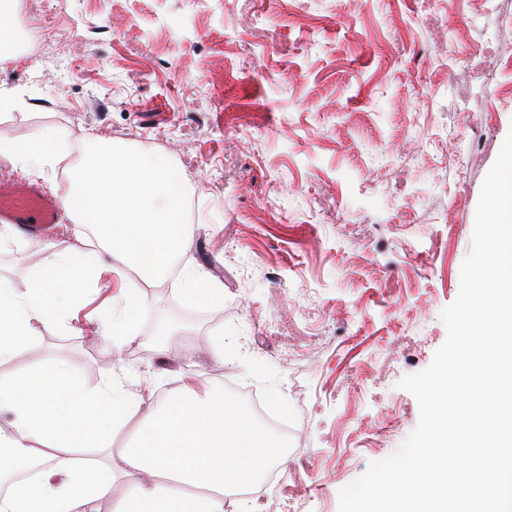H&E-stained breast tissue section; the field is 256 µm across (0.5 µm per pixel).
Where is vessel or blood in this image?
I'll return each mask as SVG.
<instances>
[{"instance_id": "1", "label": "vessel or blood", "mask_w": 512, "mask_h": 512, "mask_svg": "<svg viewBox=\"0 0 512 512\" xmlns=\"http://www.w3.org/2000/svg\"><path fill=\"white\" fill-rule=\"evenodd\" d=\"M60 199L46 194L33 183H13L0 187V223L21 231L36 230L58 222Z\"/></svg>"}]
</instances>
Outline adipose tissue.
<instances>
[{"instance_id":"ef3b65f1","label":"adipose tissue","mask_w":512,"mask_h":512,"mask_svg":"<svg viewBox=\"0 0 512 512\" xmlns=\"http://www.w3.org/2000/svg\"><path fill=\"white\" fill-rule=\"evenodd\" d=\"M29 175L41 177L66 154L40 134L0 142ZM62 195L66 214L91 227L98 248L51 252L30 267L18 292L0 276V364L28 351L37 325L67 327L93 270L156 281L187 246L185 186L163 154L86 143ZM144 295L125 289L100 314L113 353L137 338ZM0 476L45 467L11 484L0 512H256L242 491L286 459L251 410L211 382L183 384L162 408H140L115 379L87 389L64 362L34 361L0 375ZM142 422L124 447L114 437ZM123 491H116V484Z\"/></svg>"}]
</instances>
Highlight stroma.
I'll list each match as a JSON object with an SVG mask.
<instances>
[{
	"label": "stroma",
	"instance_id": "obj_1",
	"mask_svg": "<svg viewBox=\"0 0 512 512\" xmlns=\"http://www.w3.org/2000/svg\"><path fill=\"white\" fill-rule=\"evenodd\" d=\"M39 43L0 61V140L53 133L161 152L186 187L188 247L154 284L138 337L38 328L33 356L64 359L87 388L107 377L144 406L193 374L256 392L288 436V489L271 512H339V493L395 453L419 421L399 381L446 339L482 184L512 133V0H11ZM502 56L480 72L487 34ZM75 225L0 247V274L74 246ZM192 266L224 290L181 294ZM112 273L97 299L120 300ZM176 326L172 358L153 351ZM219 329L223 361L201 346Z\"/></svg>",
	"mask_w": 512,
	"mask_h": 512
}]
</instances>
